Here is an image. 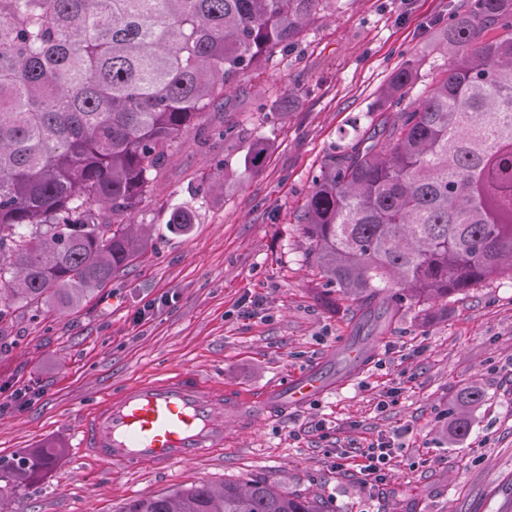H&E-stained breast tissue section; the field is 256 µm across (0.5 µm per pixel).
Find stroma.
Returning a JSON list of instances; mask_svg holds the SVG:
<instances>
[{"label":"stroma","mask_w":512,"mask_h":512,"mask_svg":"<svg viewBox=\"0 0 512 512\" xmlns=\"http://www.w3.org/2000/svg\"><path fill=\"white\" fill-rule=\"evenodd\" d=\"M467 0H337L316 14L261 74L242 78L190 129L142 202L147 250L73 309L14 310L0 340V461L64 447L25 487L12 512H123L128 502L200 482L265 480L316 497L325 512H512V277L494 276L432 316L403 299L387 326L363 322L355 298L317 267L298 217L316 176L380 120V91L405 64L417 101L440 71L436 31ZM288 99L286 116L254 112ZM236 125L223 142L210 130ZM270 142L258 168L249 142ZM186 202L185 229L167 223ZM363 336L366 365L307 405L261 419L224 417V451L167 476L123 475L77 455L86 413L126 385L181 367L255 404L287 377L336 358ZM484 401L468 435L448 438L460 389ZM386 437L395 457L367 485L336 455Z\"/></svg>","instance_id":"1"}]
</instances>
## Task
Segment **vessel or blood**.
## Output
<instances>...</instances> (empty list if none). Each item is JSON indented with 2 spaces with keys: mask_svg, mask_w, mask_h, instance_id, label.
<instances>
[{
  "mask_svg": "<svg viewBox=\"0 0 512 512\" xmlns=\"http://www.w3.org/2000/svg\"><path fill=\"white\" fill-rule=\"evenodd\" d=\"M331 389L319 373L296 376L256 407L258 415L282 404L303 405ZM244 401L225 395L194 370L161 373L114 392L79 428L77 452L120 473H157L224 448V415L245 412Z\"/></svg>",
  "mask_w": 512,
  "mask_h": 512,
  "instance_id": "vessel-or-blood-1",
  "label": "vessel or blood"
}]
</instances>
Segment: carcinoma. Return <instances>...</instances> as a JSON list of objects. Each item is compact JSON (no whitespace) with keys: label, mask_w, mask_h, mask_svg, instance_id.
<instances>
[{"label":"carcinoma","mask_w":512,"mask_h":512,"mask_svg":"<svg viewBox=\"0 0 512 512\" xmlns=\"http://www.w3.org/2000/svg\"><path fill=\"white\" fill-rule=\"evenodd\" d=\"M336 0H0V323L16 308H75L147 247L133 225L168 158L239 78ZM490 31L492 38L486 37ZM447 63L414 104L398 69L388 115L330 156L300 216L327 281L398 313L393 289L448 298L512 276V0H469L437 30ZM191 223L188 204L167 224ZM461 390L448 437L482 403ZM32 454L0 464L18 488ZM123 512H323L266 481L205 483Z\"/></svg>","instance_id":"1"}]
</instances>
